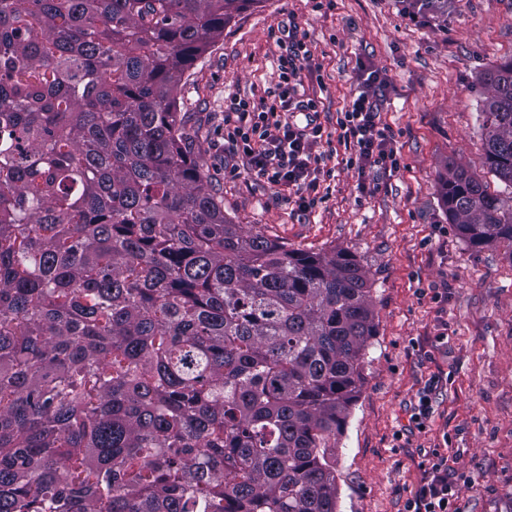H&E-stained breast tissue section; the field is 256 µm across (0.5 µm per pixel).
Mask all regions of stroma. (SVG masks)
Masks as SVG:
<instances>
[{
    "label": "stroma",
    "instance_id": "stroma-1",
    "mask_svg": "<svg viewBox=\"0 0 512 512\" xmlns=\"http://www.w3.org/2000/svg\"><path fill=\"white\" fill-rule=\"evenodd\" d=\"M310 51L307 95L334 131L358 61L374 88L399 169L357 186L339 152L320 168L325 202L300 210L224 146V100L278 93L286 29ZM512 58V0H448V18L402 0H254L189 69L179 109L232 223L303 249L339 248L368 272L378 333L336 450L338 512H406L432 450L469 476L457 512H512V256L469 246L437 191L449 164L490 192L481 140L482 74Z\"/></svg>",
    "mask_w": 512,
    "mask_h": 512
}]
</instances>
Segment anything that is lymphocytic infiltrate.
I'll list each match as a JSON object with an SVG mask.
<instances>
[{
	"label": "lymphocytic infiltrate",
	"mask_w": 512,
	"mask_h": 512,
	"mask_svg": "<svg viewBox=\"0 0 512 512\" xmlns=\"http://www.w3.org/2000/svg\"><path fill=\"white\" fill-rule=\"evenodd\" d=\"M309 51L297 35H289L278 58L276 100L231 98L224 110V142L245 159L249 172L272 189L290 190L301 210L321 203L320 163L323 146L343 143L345 165L358 177L379 165L400 166L397 148L385 133L381 112L371 90L381 84L378 70L359 63L351 99L336 117L335 133H326L316 99L304 97L302 72ZM453 487L448 458L434 454L424 478L408 501L407 512H450Z\"/></svg>",
	"instance_id": "f902f5d3"
}]
</instances>
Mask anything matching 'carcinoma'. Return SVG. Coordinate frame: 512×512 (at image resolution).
Instances as JSON below:
<instances>
[{"instance_id": "obj_1", "label": "carcinoma", "mask_w": 512, "mask_h": 512, "mask_svg": "<svg viewBox=\"0 0 512 512\" xmlns=\"http://www.w3.org/2000/svg\"><path fill=\"white\" fill-rule=\"evenodd\" d=\"M249 2L0 0V512H337L370 280L224 216L177 108ZM482 81L512 187V58ZM438 192L512 255V196Z\"/></svg>"}]
</instances>
